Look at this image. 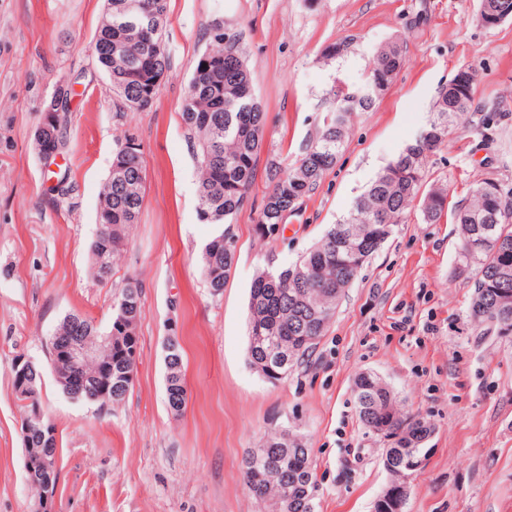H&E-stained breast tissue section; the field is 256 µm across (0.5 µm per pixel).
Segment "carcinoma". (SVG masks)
I'll return each instance as SVG.
<instances>
[{
  "label": "carcinoma",
  "instance_id": "1",
  "mask_svg": "<svg viewBox=\"0 0 512 512\" xmlns=\"http://www.w3.org/2000/svg\"><path fill=\"white\" fill-rule=\"evenodd\" d=\"M490 14L512 18V0H480L478 21ZM167 0H113L96 29L91 46L97 63L123 104L135 108L140 101L156 100L160 86L156 77L168 74L170 53L164 41ZM402 49L396 42L382 46L370 62L364 81L353 88L334 91L335 108L318 124L315 136L291 164L270 160L265 167L267 193L257 220L262 238H273L317 189L325 173L336 165L344 148L352 114L370 112L379 95L392 83L401 67ZM476 73L456 95L440 89L426 125L412 142L390 161L357 197L347 215L327 225L320 240L291 267L263 269L253 280L249 296L248 360L272 383L287 379L316 347L331 322L344 291L358 277L364 264L390 237L406 210L420 201L425 222H437L448 209V189L432 185L423 190L428 155L449 134L451 127L476 111ZM54 95L62 107L39 121L50 148L61 149L67 141L68 92L60 86ZM181 120L196 147L199 168L197 211L207 224L217 226L216 235L204 248L201 269L211 295L219 296L235 260L233 224L250 203L257 175V158L263 142L266 114L255 96L253 75L236 36L212 37L198 57L182 103ZM119 141L112 158V177L102 189V198L112 200L98 210L99 230L90 244L94 276L100 282L112 277L117 261L127 251L129 230L138 222L145 195L141 151ZM478 184L471 198L455 208L460 252L459 274L478 270L471 317L512 334V222L494 221L503 199L489 198ZM142 283L127 277L112 295L110 326L120 327L127 316V335L112 344V404L122 403L133 383L138 336L136 323L142 307ZM108 333L93 320L69 313L50 339L49 354L70 344L97 345ZM166 376L174 387L166 399L187 403L183 360L178 339L169 342L165 354ZM95 365L72 371L71 387L61 386L69 398L97 404L93 384ZM34 390L23 404L21 433L30 456L40 449L57 447L43 442L38 424L27 419L40 406L42 370L30 372ZM356 410L363 426L374 434L385 430L405 435L418 452L431 433L422 418L404 413L388 385L373 372L355 380ZM244 481L267 512H311L308 493L317 481L305 437L284 427L263 437L259 448L242 461Z\"/></svg>",
  "mask_w": 512,
  "mask_h": 512
}]
</instances>
